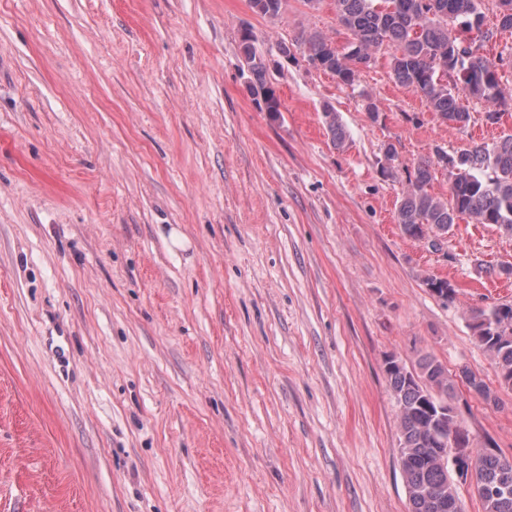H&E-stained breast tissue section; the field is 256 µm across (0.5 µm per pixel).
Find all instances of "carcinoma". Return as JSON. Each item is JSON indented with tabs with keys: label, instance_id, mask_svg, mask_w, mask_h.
<instances>
[{
	"label": "carcinoma",
	"instance_id": "1",
	"mask_svg": "<svg viewBox=\"0 0 512 512\" xmlns=\"http://www.w3.org/2000/svg\"><path fill=\"white\" fill-rule=\"evenodd\" d=\"M336 17L350 36L349 50L331 47L319 33L303 32L308 62L336 77L338 83H355L354 65L368 63L382 49H393L390 68L394 81L419 94L441 119L466 125L469 112L461 96L484 101L486 120L496 124L508 103L503 96L495 62L480 53L481 44L494 32L484 28L481 0H334ZM240 54L251 75L249 92L276 112L279 98L267 80L268 65L255 36L247 32L239 42ZM332 144L343 145L345 131L336 113L323 112ZM448 171L449 197L428 191L435 167ZM469 220L492 224L512 236V134L449 153L440 147L434 159L415 168L397 208V224L404 235L427 249L442 250L454 224ZM428 290L446 302L455 300L457 289L445 278L426 277ZM469 326L476 342L497 368L500 385L512 389V303L470 310ZM389 385L401 407V467L406 477L410 512H463L448 469L437 463L438 436L458 432L453 417L436 421L439 411L454 409V382L442 363L423 354L409 368L385 362ZM477 483L505 486L509 492L494 499L482 498L483 512H512V458L495 448L478 452Z\"/></svg>",
	"mask_w": 512,
	"mask_h": 512
}]
</instances>
